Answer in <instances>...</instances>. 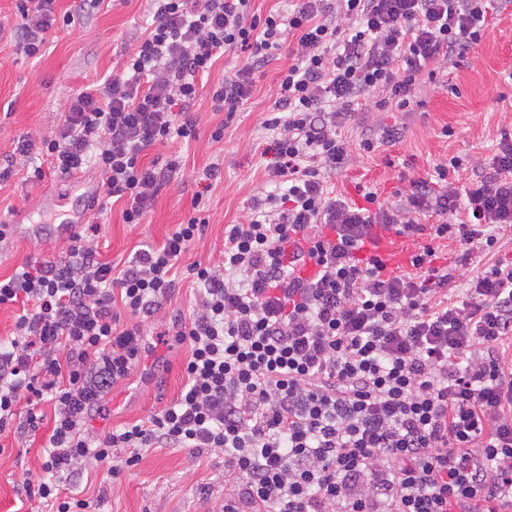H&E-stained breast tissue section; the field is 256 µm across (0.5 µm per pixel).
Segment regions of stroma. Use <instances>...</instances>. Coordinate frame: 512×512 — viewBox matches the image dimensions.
<instances>
[{"instance_id":"obj_1","label":"stroma","mask_w":512,"mask_h":512,"mask_svg":"<svg viewBox=\"0 0 512 512\" xmlns=\"http://www.w3.org/2000/svg\"><path fill=\"white\" fill-rule=\"evenodd\" d=\"M18 0H0V156L10 154L14 141L29 134H49L61 120L69 94L109 72H119L126 51L143 37L150 22L147 0H105L99 10L84 15L75 27H58L40 56L17 54L13 30ZM291 61L288 48L255 75L251 97L229 124L224 139L210 133L222 116L214 112L209 94L194 107L199 121L197 140L178 147L182 167L159 193L143 223L122 219L123 203H116L102 226L99 248L112 261L126 259L135 250L160 244L176 225L193 216L196 179L209 165L218 168L206 195L204 214L209 222L179 261L180 266L218 261L224 248V227L237 223L249 200L266 180L268 162L263 151L270 144L260 122L274 108L277 77ZM420 107L411 112H385L381 119L402 127L395 145L373 153L356 152L354 162L331 182L336 189L357 197V188H377L382 198L395 200L409 190L412 179L431 173L436 160L489 153L502 129L512 126V15L491 19L485 35L466 58L449 66L445 83L424 84ZM452 136H445V129ZM81 189L67 180L50 178L39 185L14 175L0 182V215H7L13 230L0 241V276L11 275L27 261H56L66 242L49 223L53 210L76 212L81 223L95 221L96 211L84 210L82 197L102 190L101 178L86 170ZM163 322L149 324L148 349L129 381L112 390L102 418L92 433L135 421L172 402L183 379L184 346L159 341ZM0 512H41L38 501L26 500L16 489L26 472H42L46 461L41 441H0ZM89 478L81 482L83 497L94 512H220L224 503V456L188 448H150L131 471L112 483L103 482L106 464H88Z\"/></svg>"}]
</instances>
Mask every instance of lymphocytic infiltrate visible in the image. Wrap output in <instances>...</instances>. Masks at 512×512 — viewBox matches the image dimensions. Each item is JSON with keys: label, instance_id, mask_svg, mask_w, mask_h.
Listing matches in <instances>:
<instances>
[{"label": "lymphocytic infiltrate", "instance_id": "lymphocytic-infiltrate-1", "mask_svg": "<svg viewBox=\"0 0 512 512\" xmlns=\"http://www.w3.org/2000/svg\"><path fill=\"white\" fill-rule=\"evenodd\" d=\"M499 2L288 0L263 16L252 0H149L150 32L120 74L70 94L57 130L18 138L13 158L31 163L33 183L92 167L99 211L123 200L124 223H142L179 166L156 147L198 135L200 80L224 54L243 56L210 88L214 110L233 117L288 39L292 62L262 121L269 187L225 227L219 262L178 269L205 224L193 216L120 266L91 224L68 237L63 260L0 278V307L19 309L0 345V437L42 436L47 455L27 498L89 512L73 491L87 461L107 463L109 482L143 449L191 448L223 451L224 512L512 507V262L490 258L512 233V133L467 177L443 159L395 201L330 186L353 162L346 122L373 117L369 153L398 138L378 113L407 111L423 80L474 50ZM54 3L19 5L18 52L38 55L56 24L73 23ZM393 237L417 241L395 268L378 249ZM445 239L475 262L473 277L443 263ZM183 278L195 302L170 317L188 348L179 395L93 436L88 419L141 359L143 322ZM121 308L135 318L124 329Z\"/></svg>", "mask_w": 512, "mask_h": 512}]
</instances>
